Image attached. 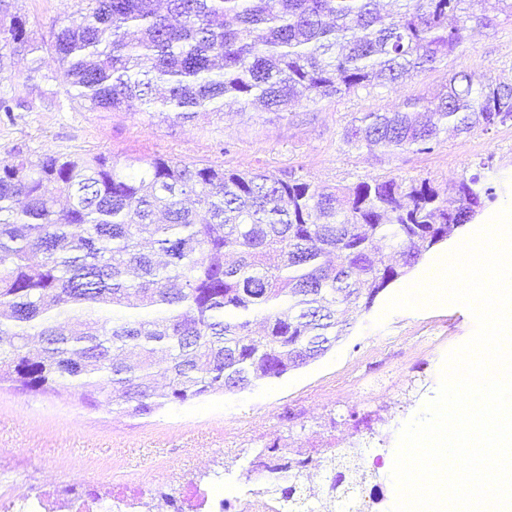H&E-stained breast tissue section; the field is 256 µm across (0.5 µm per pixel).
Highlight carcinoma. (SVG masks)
I'll use <instances>...</instances> for the list:
<instances>
[{
    "label": "carcinoma",
    "mask_w": 512,
    "mask_h": 512,
    "mask_svg": "<svg viewBox=\"0 0 512 512\" xmlns=\"http://www.w3.org/2000/svg\"><path fill=\"white\" fill-rule=\"evenodd\" d=\"M46 50L93 111L190 121L258 101L280 114L392 87L462 52L473 27L512 20V0H78ZM29 47L0 0V79ZM512 121V79L452 71L425 106L365 112L352 147L430 153L440 133ZM455 184L448 207L427 178L373 177L336 191L293 170L241 171L155 156L13 153L0 160V385L67 392L148 417L235 394L324 356L375 299L498 197L492 159ZM262 329H252L254 322ZM206 475L250 480L258 459ZM353 448L309 461L279 488L293 512H334L369 473Z\"/></svg>",
    "instance_id": "1"
}]
</instances>
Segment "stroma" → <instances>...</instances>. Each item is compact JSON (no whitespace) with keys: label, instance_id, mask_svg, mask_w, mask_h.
<instances>
[{"label":"stroma","instance_id":"35a3bbf8","mask_svg":"<svg viewBox=\"0 0 512 512\" xmlns=\"http://www.w3.org/2000/svg\"><path fill=\"white\" fill-rule=\"evenodd\" d=\"M11 13L26 21L32 48L22 53L14 77L0 82V95L14 100L12 120H0V158L20 150L63 156L107 153L170 156L201 164L277 174L298 170L330 186L354 185L376 176L430 179L440 193L476 163L491 158L503 186L495 202L461 230L478 231L489 217L512 205V123L467 135H441L432 153L384 152L355 148L346 129L365 112H384L409 97L440 88L450 70L480 69L512 78V25L475 33L462 54L393 88H377L342 98L295 103L276 115L230 105L181 124L159 114L93 112L77 103L67 78L40 44L53 21L75 12L77 0H8ZM42 73L27 81L31 67ZM448 254L440 248L357 315L342 341L324 357L282 379L258 382L235 395L184 407L165 408L148 418L93 409L68 394L25 395L0 390V512H9L21 493L75 484L111 493L114 486L150 493L183 488L238 449L272 441L290 448H315L335 416L334 437L370 438L359 420L392 402L415 379L426 390L399 411V424L420 415L438 390L449 351L469 340L472 313L457 304L387 311L388 301L428 278Z\"/></svg>","mask_w":512,"mask_h":512}]
</instances>
